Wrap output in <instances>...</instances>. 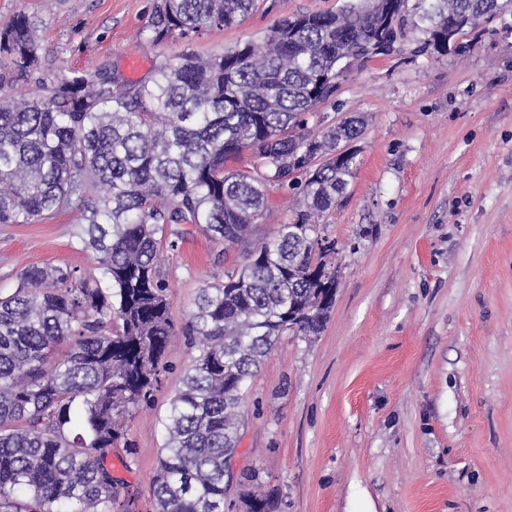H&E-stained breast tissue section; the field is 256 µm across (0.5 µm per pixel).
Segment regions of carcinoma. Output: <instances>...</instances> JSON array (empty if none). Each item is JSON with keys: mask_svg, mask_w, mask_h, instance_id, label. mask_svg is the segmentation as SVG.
Listing matches in <instances>:
<instances>
[{"mask_svg": "<svg viewBox=\"0 0 512 512\" xmlns=\"http://www.w3.org/2000/svg\"><path fill=\"white\" fill-rule=\"evenodd\" d=\"M407 2L345 0L273 25L260 43L162 61L139 81L109 62L69 75L42 68L40 21L24 12L0 29V92L35 90L0 99V224L76 210L77 238L98 259L95 273L29 267L0 295V512H130L108 458L119 446L135 454L124 421L152 401L179 333L198 355L170 402L151 493L157 512H224L243 390L279 336L319 334L335 302L336 243L317 226L353 175L356 155L339 146L362 135L364 118L318 138L305 116L336 92L346 58L380 47L389 56L420 23L422 50L461 55L474 43L460 38L512 13V0ZM258 7L156 0L144 32L189 43ZM308 153L327 160L310 169ZM245 155L253 170L227 169ZM298 173L304 204L254 242L267 182ZM183 224L244 263L200 289L178 328L159 265ZM270 499L249 495L241 512H269Z\"/></svg>", "mask_w": 512, "mask_h": 512, "instance_id": "carcinoma-1", "label": "carcinoma"}]
</instances>
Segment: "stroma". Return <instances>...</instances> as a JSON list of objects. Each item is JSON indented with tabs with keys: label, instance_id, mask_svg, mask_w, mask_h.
<instances>
[{
	"label": "stroma",
	"instance_id": "stroma-1",
	"mask_svg": "<svg viewBox=\"0 0 512 512\" xmlns=\"http://www.w3.org/2000/svg\"><path fill=\"white\" fill-rule=\"evenodd\" d=\"M154 0H0V25L40 21L50 68L110 60L139 77L185 52L259 42L277 22L338 10L344 0H260L237 26L192 42L142 30ZM463 57L404 42L354 64L308 116L312 134L353 116L357 166L320 220L336 242V300L316 336H280L245 391L228 497L272 494L274 512H512V15ZM263 241L292 220L302 196L267 184ZM66 210L35 224H0V293L30 266L94 264ZM237 250L189 228L159 267L183 325L206 283L238 272ZM197 349L175 336L151 406L127 420L134 455L112 451V473L156 512L150 491L164 420ZM256 481H247V474Z\"/></svg>",
	"mask_w": 512,
	"mask_h": 512
}]
</instances>
